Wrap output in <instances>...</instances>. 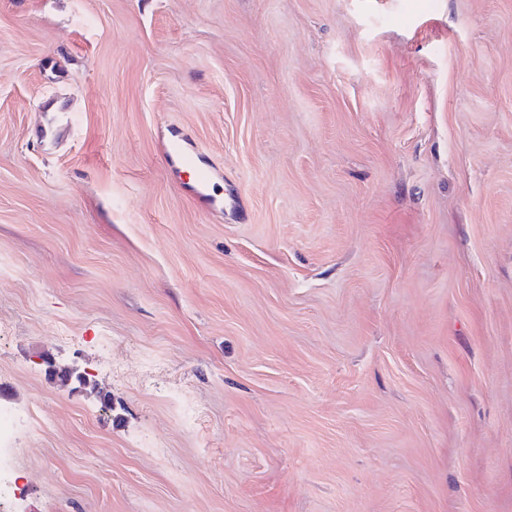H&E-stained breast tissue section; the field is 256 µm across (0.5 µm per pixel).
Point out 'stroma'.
Listing matches in <instances>:
<instances>
[{
    "label": "stroma",
    "instance_id": "stroma-1",
    "mask_svg": "<svg viewBox=\"0 0 512 512\" xmlns=\"http://www.w3.org/2000/svg\"><path fill=\"white\" fill-rule=\"evenodd\" d=\"M1 386L0 512H512V0H0ZM176 137L175 140L169 142V156L172 158L174 155H179L182 165L195 169V189L199 195L208 198L210 196L208 193L210 184L208 171L199 168L193 156L181 153V143L190 141L189 135L179 130Z\"/></svg>",
    "mask_w": 512,
    "mask_h": 512
}]
</instances>
